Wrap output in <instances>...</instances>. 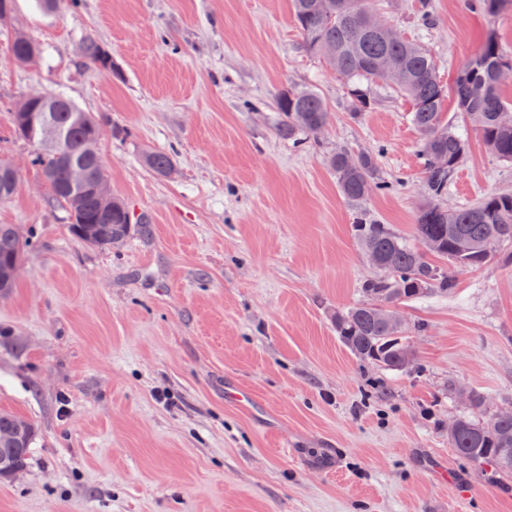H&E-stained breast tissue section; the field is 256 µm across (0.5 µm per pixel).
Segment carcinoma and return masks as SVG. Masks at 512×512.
<instances>
[{"label": "carcinoma", "instance_id": "cac0c4a2", "mask_svg": "<svg viewBox=\"0 0 512 512\" xmlns=\"http://www.w3.org/2000/svg\"><path fill=\"white\" fill-rule=\"evenodd\" d=\"M297 27L309 50L329 58L348 82L356 102L357 116L370 104L364 82L380 78L396 85L413 105L411 120L419 130L423 158L422 190L424 203L416 216L415 234L420 247L404 242L387 225L358 220L355 232L365 255L384 270L383 277L362 283L365 301L336 312V335L356 357L372 361L386 370L404 371L413 362L407 348V327L397 306L429 294H451L455 278L428 259L451 261L459 270L478 268L492 250L512 241V194L489 192L465 207L444 205L442 197L453 180L465 153V140L444 112L448 94H453L455 110L476 115V126L486 147L504 161L512 162V103L501 94L500 68H512L494 36L490 35L478 51L458 70L453 86L440 79L431 54L420 44L399 33L374 27V12L363 0H292ZM40 47L24 36L15 39L12 55L19 63L32 64L40 57ZM85 61L99 69L112 67V56L94 36L82 42ZM52 100H63L51 113L49 127L39 122L23 126V113L40 112L42 106L22 99L12 115L14 133L35 146L34 162L43 171H52L49 183L52 199L64 206L72 220L71 230L81 239L110 247L130 233L129 212L113 198L112 223L98 224L97 199L92 182L105 176L97 153L102 119L55 92ZM282 119L278 133L290 141L315 135L327 124L326 106L312 89L290 90L277 101ZM65 152L70 163L61 164L58 154ZM328 166L336 175L341 195L350 202L364 200L374 188L389 190L379 177L377 156L336 150L329 154ZM146 167L159 175L174 170L171 156L149 152ZM81 171L86 182L68 192L73 174ZM12 224H0V294L13 287L15 267L20 264L23 243ZM469 411L458 417L459 426L448 435V444L462 457L490 468L495 477L512 476V414H495L479 419L486 399L470 392ZM35 428L29 421L0 412V479L23 469L33 444Z\"/></svg>", "mask_w": 512, "mask_h": 512}]
</instances>
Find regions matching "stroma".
I'll return each instance as SVG.
<instances>
[{
	"label": "stroma",
	"instance_id": "obj_1",
	"mask_svg": "<svg viewBox=\"0 0 512 512\" xmlns=\"http://www.w3.org/2000/svg\"><path fill=\"white\" fill-rule=\"evenodd\" d=\"M434 57L445 83L495 35L512 56V0L494 15L466 0H368ZM94 34L111 70L84 63ZM43 56L17 64L18 35ZM309 88L330 119L280 137L276 100ZM355 112L348 84L309 52L291 0H78L56 15L14 0L0 21V159L17 170L0 224L25 241L0 296V410L38 429L24 470L0 481V512H512V477L448 445L460 391L512 409V243L453 294L401 306L416 358L389 371L339 341L336 311L377 270L358 216L416 245L420 134L412 104L381 81ZM63 91L103 119L96 144L133 228L102 248L75 236L12 112ZM466 152L446 203L512 192V163L453 113ZM377 153L392 188L343 198L326 158ZM170 154L174 171L143 156ZM147 228H140V221ZM237 383L258 412L228 404ZM167 400H159V393Z\"/></svg>",
	"mask_w": 512,
	"mask_h": 512
}]
</instances>
